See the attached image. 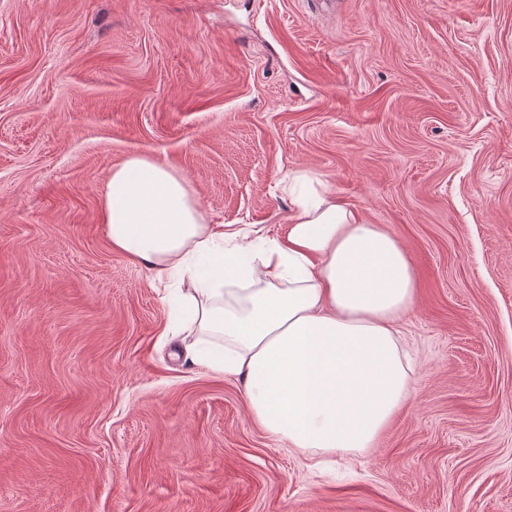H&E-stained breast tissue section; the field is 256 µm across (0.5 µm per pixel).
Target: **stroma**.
Here are the masks:
<instances>
[{
	"mask_svg": "<svg viewBox=\"0 0 512 512\" xmlns=\"http://www.w3.org/2000/svg\"><path fill=\"white\" fill-rule=\"evenodd\" d=\"M133 156L280 236L394 235L411 396L315 464L168 335L100 221ZM0 512H512V0H0Z\"/></svg>",
	"mask_w": 512,
	"mask_h": 512,
	"instance_id": "stroma-1",
	"label": "stroma"
}]
</instances>
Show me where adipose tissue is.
<instances>
[{"label":"adipose tissue","mask_w":512,"mask_h":512,"mask_svg":"<svg viewBox=\"0 0 512 512\" xmlns=\"http://www.w3.org/2000/svg\"><path fill=\"white\" fill-rule=\"evenodd\" d=\"M113 249L181 273L200 335L192 363L241 378L250 416L289 447L347 457L373 447L410 394L398 324L417 296L399 241L332 198L300 199L283 236L224 248L187 180L142 156L102 195Z\"/></svg>","instance_id":"ef3b65f1"}]
</instances>
